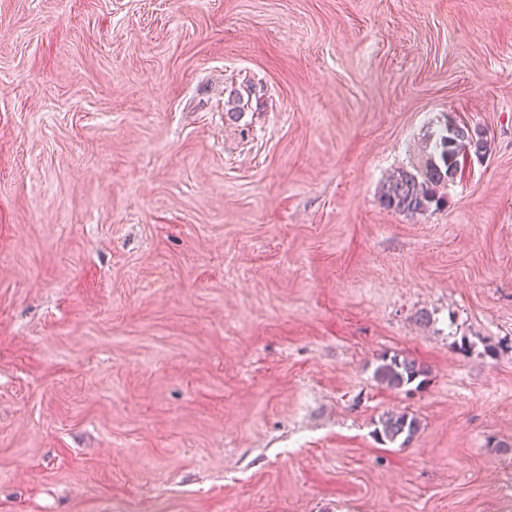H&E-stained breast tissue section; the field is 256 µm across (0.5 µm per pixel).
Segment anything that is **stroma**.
I'll return each mask as SVG.
<instances>
[{
    "label": "stroma",
    "instance_id": "obj_1",
    "mask_svg": "<svg viewBox=\"0 0 512 512\" xmlns=\"http://www.w3.org/2000/svg\"><path fill=\"white\" fill-rule=\"evenodd\" d=\"M0 512H512V0H0ZM486 147V142L474 140L466 125L448 121L435 131L422 169L415 173L402 170L393 175L383 190L381 204L389 210L410 214L440 204L439 188L463 170L469 152H482ZM425 370L421 365L408 358H399L397 356L381 358V362L374 370V378L381 384L401 390L415 384V389H419L425 384ZM418 431V423L414 417L407 413H389L381 418L375 435L379 441L395 443L399 440L400 446H406Z\"/></svg>",
    "mask_w": 512,
    "mask_h": 512
}]
</instances>
